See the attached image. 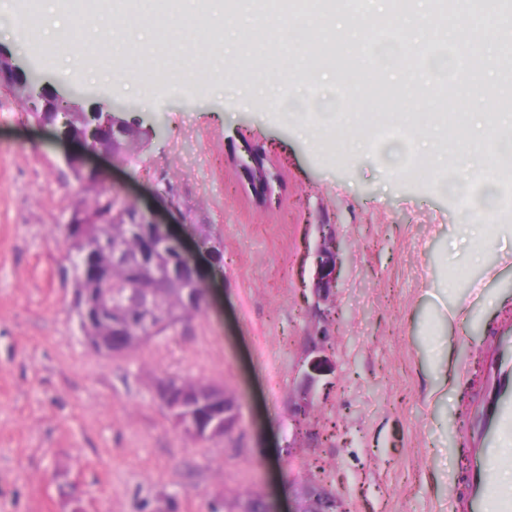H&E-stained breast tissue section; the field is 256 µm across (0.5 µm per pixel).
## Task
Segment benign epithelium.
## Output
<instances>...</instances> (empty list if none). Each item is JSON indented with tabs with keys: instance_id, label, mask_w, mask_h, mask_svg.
<instances>
[{
	"instance_id": "7a95c632",
	"label": "benign epithelium",
	"mask_w": 512,
	"mask_h": 512,
	"mask_svg": "<svg viewBox=\"0 0 512 512\" xmlns=\"http://www.w3.org/2000/svg\"><path fill=\"white\" fill-rule=\"evenodd\" d=\"M0 64L7 65L12 74L10 80L0 77V93L12 96L19 90L26 92L30 97L31 122L38 126H55L61 141L73 144L70 115L73 112L84 113V146L81 151L72 150L65 156L66 165L93 176L98 184L103 186L105 193H112V189L103 185V176L99 170L89 164L88 157L98 153L116 157L117 142L125 137L128 130V121L123 113L116 111L113 103L99 100V93L93 90L76 91L65 85H46L37 73L15 58L8 48L2 46ZM131 208L134 223L149 225L156 233L157 243L174 253L175 269H196L182 242L170 234L166 226L142 211L137 204H131ZM317 229L318 243L314 251L316 272L312 294L315 312L321 317H326L334 304L344 259V245L333 232L331 225L319 224ZM315 382L314 376L305 374L297 387L293 403L294 439L290 447L301 451L305 449V437L310 435L318 438L322 433V430L312 428L309 423L311 415L320 405L315 392ZM160 393L172 420L195 440L202 434L211 440L225 438L235 432L240 425L238 404L228 393L224 394L222 412L216 407H211V401L202 395H190L182 387L167 380L161 384ZM296 497V512H350L347 501L316 471L310 473L305 482L297 485Z\"/></svg>"
}]
</instances>
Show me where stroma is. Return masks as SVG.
<instances>
[{
    "mask_svg": "<svg viewBox=\"0 0 512 512\" xmlns=\"http://www.w3.org/2000/svg\"><path fill=\"white\" fill-rule=\"evenodd\" d=\"M28 8L0 0V44L51 82L101 91L155 128L135 160L96 157L107 185L157 210L155 190L171 184L188 217L172 230L189 243L194 225H210L223 260L195 258L208 290L196 318L125 353H95L73 311L74 266L58 231L80 194L68 147L0 97V512H207L209 501L249 491L292 512L309 463L288 455L289 416L324 325L304 296L320 224L347 246L317 382L331 433L313 449L324 477L353 512H452L463 414L481 388L482 352L512 315V203L503 182L470 184L456 167L438 173L422 162L395 114L436 111L424 70L414 72L416 98L370 99L362 87L373 41L354 51L340 33L330 64L351 86L329 81L308 100L289 71L230 60L194 72L191 41L173 55L146 48L110 84L89 43L47 68L44 45L21 24ZM330 112L393 118L388 131L372 125L356 157L336 134H307ZM246 144L265 157L269 193L236 164ZM479 220L492 226L481 269L460 231ZM456 302L465 321L443 322L442 307ZM442 339L444 389L428 355ZM170 376L232 392L241 427L207 444L181 434L156 392Z\"/></svg>",
    "mask_w": 512,
    "mask_h": 512,
    "instance_id": "35a3bbf8",
    "label": "stroma"
}]
</instances>
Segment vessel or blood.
<instances>
[{
    "label": "vessel or blood",
    "instance_id": "1",
    "mask_svg": "<svg viewBox=\"0 0 512 512\" xmlns=\"http://www.w3.org/2000/svg\"><path fill=\"white\" fill-rule=\"evenodd\" d=\"M484 393L466 412L467 452L455 512H512V489L496 490L489 470L512 433V318L504 317L484 355Z\"/></svg>",
    "mask_w": 512,
    "mask_h": 512
}]
</instances>
